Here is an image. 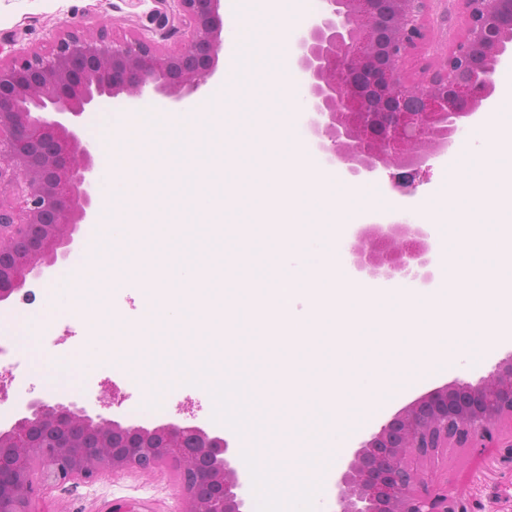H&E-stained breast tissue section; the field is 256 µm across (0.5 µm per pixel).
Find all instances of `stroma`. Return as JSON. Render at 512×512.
Listing matches in <instances>:
<instances>
[{
  "label": "stroma",
  "instance_id": "stroma-1",
  "mask_svg": "<svg viewBox=\"0 0 512 512\" xmlns=\"http://www.w3.org/2000/svg\"><path fill=\"white\" fill-rule=\"evenodd\" d=\"M154 0H0V57L15 51L48 50L54 38L68 31L85 28L107 29L122 40L149 28L148 15ZM464 20L456 0H430L427 40L419 57L410 58L405 69L415 74L419 60L439 66L448 48L460 36ZM442 176L438 159L413 174L392 168L375 172L385 195L394 206L370 216L373 224H411L414 201ZM87 342L84 328L69 314L57 315L49 331L41 334L37 347L56 358L81 350ZM17 359L23 374L20 386H0V431L10 427L11 419L32 400L49 403L74 402L86 407L90 415L115 420L139 418L149 422L193 423L213 434L223 429L212 420L210 399L195 388H184L166 400L160 410L142 406V394L133 388L123 372L100 366L93 384L85 381L61 382L45 362L25 350ZM495 449L462 448L449 445L436 464L417 462L421 475L433 484L447 488L448 494L466 505L468 512H512V464L495 462ZM183 490L174 469L165 467L151 475L135 472L102 477L92 485L70 490L52 489L42 504L44 512H106L115 500L135 503L138 512H180Z\"/></svg>",
  "mask_w": 512,
  "mask_h": 512
}]
</instances>
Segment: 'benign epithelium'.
<instances>
[{
  "label": "benign epithelium",
  "instance_id": "benign-epithelium-1",
  "mask_svg": "<svg viewBox=\"0 0 512 512\" xmlns=\"http://www.w3.org/2000/svg\"><path fill=\"white\" fill-rule=\"evenodd\" d=\"M176 11L149 17L159 39L117 40L106 30L69 31L46 52H16L0 61V300L27 275L66 258L64 247L92 204L96 165L76 119L104 98L157 93L180 101L217 69L224 48V0H173ZM429 0H345L359 17L354 32L328 17L299 40L297 66L319 99L313 127L346 171L416 167L447 148L458 120L494 91L491 75L512 35V0H459L464 32L436 68L402 77L427 39ZM180 34V46L164 44ZM428 233L395 224L360 229L352 247L359 272L372 279L415 278L430 262ZM31 416L0 434V512H39L54 488L92 484L164 463L183 482V512H244L228 441L198 425L147 428L93 422L83 408L28 403ZM512 422V355L477 384L436 388L381 424L342 465L336 512H466L448 491L424 479L412 459L455 443L506 448L502 421ZM39 462L37 475L29 463Z\"/></svg>",
  "mask_w": 512,
  "mask_h": 512
}]
</instances>
